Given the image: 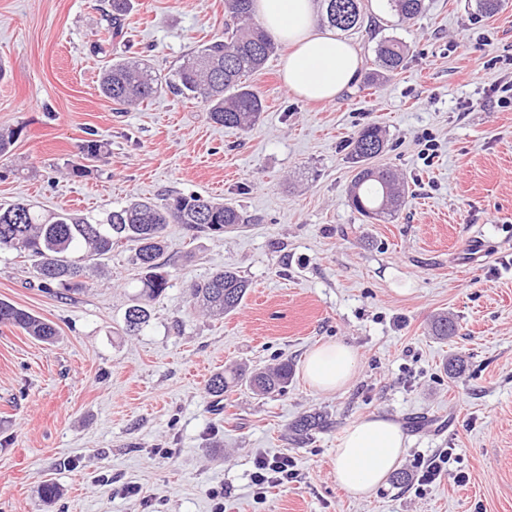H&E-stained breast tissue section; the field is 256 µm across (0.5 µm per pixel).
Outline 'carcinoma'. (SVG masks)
Here are the masks:
<instances>
[{"mask_svg": "<svg viewBox=\"0 0 512 512\" xmlns=\"http://www.w3.org/2000/svg\"><path fill=\"white\" fill-rule=\"evenodd\" d=\"M319 22L349 31L362 23V0H321ZM391 10L404 19H413L423 8V0H387ZM133 9L132 0H112L108 15V33L112 38L124 35L126 19ZM224 13L233 21L224 37L197 45L170 73L160 75L145 62L123 59L111 63L102 73L100 91L118 105L134 106L155 98L163 90L175 96L198 100L208 106L212 121L232 128H249L264 111L263 100L247 79L263 69L276 51L277 42L255 21L254 0H224ZM382 73L395 74L403 67L404 45L395 40L382 41L377 48ZM21 129L0 130V157L10 153ZM350 159L355 164L351 190L353 207L364 216L388 220L396 215L404 199L400 179L390 168H375L370 160L383 154L387 139L381 127L369 124L349 141ZM109 154V144L90 138L79 146V161L67 164L69 174L83 177L91 164ZM251 222L237 207L189 193L167 196L159 202L132 199L107 213L103 219L66 210L43 211L25 201L0 203V250L24 252L34 262L43 288L58 287L79 292L85 278L98 269V262L112 250L127 243L134 245L133 264L139 269L140 291L125 313V329L136 333L151 318L150 303L169 287L166 270L164 232L170 224H184L190 230L222 234L245 227ZM249 282L236 270L225 267L210 273L205 280L189 286L191 297L210 315L222 317L242 303ZM0 325L22 329L42 342L52 343L57 329L41 317L0 299ZM432 334L445 339L457 331L448 316L436 318ZM288 361L272 368L247 372L226 368L215 373L208 387L215 397L245 386L256 395L281 394L292 378ZM331 427L328 416L314 412L293 422L289 431L297 442Z\"/></svg>", "mask_w": 512, "mask_h": 512, "instance_id": "obj_1", "label": "carcinoma"}]
</instances>
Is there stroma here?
<instances>
[{"label":"stroma","instance_id":"1","mask_svg":"<svg viewBox=\"0 0 512 512\" xmlns=\"http://www.w3.org/2000/svg\"><path fill=\"white\" fill-rule=\"evenodd\" d=\"M493 16L476 0H424L404 20L362 0L347 31L362 65L334 103L308 104L280 79L287 46L248 82L265 104L247 130L215 124L204 103L166 93L120 109L99 92L104 66L128 55L168 72L224 34V0H133L127 43L108 40L111 0H0V128L21 134L0 200L100 216L133 198L196 192L255 222L221 236L170 225V283L148 326L125 331L138 293L130 247L77 293L40 286L32 261L0 251V299L52 323L47 344L0 327V512H512V0ZM408 53L391 78L368 83L381 40ZM386 132L375 165L408 185L387 222L354 211L347 144L365 125ZM111 154L83 178L63 167L89 137ZM483 260L470 256L473 237ZM249 281L222 318L194 305L191 281L222 267ZM452 315L455 336L430 323ZM353 347L359 370L324 393L302 372L328 341ZM456 355L465 367L448 375ZM293 365L284 394L240 387L215 399L208 377L234 365ZM322 412L329 430L304 443L288 428ZM401 424L408 444L387 480L354 500L332 454L358 418ZM451 450L466 483L416 481L421 461ZM291 458L296 478L257 500V459ZM55 484L53 501L41 496Z\"/></svg>","mask_w":512,"mask_h":512}]
</instances>
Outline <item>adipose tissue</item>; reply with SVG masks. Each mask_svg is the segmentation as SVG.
<instances>
[{
  "mask_svg": "<svg viewBox=\"0 0 512 512\" xmlns=\"http://www.w3.org/2000/svg\"><path fill=\"white\" fill-rule=\"evenodd\" d=\"M265 29L288 43L281 63L283 85L308 103H330L355 80L362 59L349 40L314 22L315 0H255ZM358 355L339 342L315 346L302 365L307 382L321 392H333L357 374ZM406 448L396 421L366 416L352 422L337 441L333 467L338 487L357 499L371 497L385 485Z\"/></svg>",
  "mask_w": 512,
  "mask_h": 512,
  "instance_id": "ef3b65f1",
  "label": "adipose tissue"
}]
</instances>
